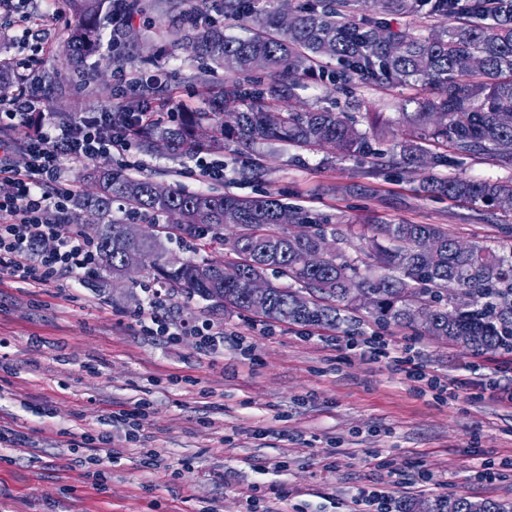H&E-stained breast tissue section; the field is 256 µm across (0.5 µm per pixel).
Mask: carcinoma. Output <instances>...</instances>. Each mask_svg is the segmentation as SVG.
Instances as JSON below:
<instances>
[{
	"mask_svg": "<svg viewBox=\"0 0 512 512\" xmlns=\"http://www.w3.org/2000/svg\"><path fill=\"white\" fill-rule=\"evenodd\" d=\"M76 16L64 48L71 69L97 66L99 30L106 0H66ZM224 20L237 22L245 37L226 33L220 24L193 27V35L175 33L174 42L192 40L194 58L206 74L215 64L232 74L224 82L223 101L206 112H191L176 126L141 123L129 105L112 111L123 119L133 140L149 152L164 141L182 153L219 149L228 139L243 145L274 142L283 148H311L331 143L340 155L371 153L370 139L390 128L399 136L396 151L384 166L415 171L464 159L486 158L512 170V0H305L290 9L283 23L280 0H222ZM419 17L430 22L428 33L392 29L384 15ZM262 69L288 78L270 97H293L306 80L329 77L334 90L346 93L361 86L421 88L429 95L402 101L395 120L365 113L368 128L345 110L320 107L280 112L262 92L244 83ZM336 69L327 71L330 62ZM234 112V124L219 119ZM98 191H80L73 218L96 219L92 242L101 286L120 273L126 250L144 252L154 279L173 293L209 302L212 310H249L247 281L270 272L283 284H270L266 317L289 324L336 328L347 322L341 312L357 309L355 288H370L378 303L366 311L375 323L464 340L475 352L512 350V250L475 241L462 248L438 224H374L372 263H361L340 247L321 267L305 265V254L320 238L337 241L331 218L282 202L270 191L242 197L230 192L190 193L150 177L99 166L86 175ZM424 188L473 205H498L512 199V181L488 182L466 177L429 179ZM125 206L122 215L112 204ZM302 227L291 234L280 223L282 212ZM168 234L187 236L214 251L224 247V225L235 224L239 248L228 260H188L180 267L161 263L163 244L155 233L160 218ZM149 224L138 242L125 236V225ZM440 243L431 261L421 240ZM430 512H512V504L473 501L466 496L422 499Z\"/></svg>",
	"mask_w": 512,
	"mask_h": 512,
	"instance_id": "carcinoma-1",
	"label": "carcinoma"
}]
</instances>
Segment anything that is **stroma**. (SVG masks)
Here are the masks:
<instances>
[{"label": "stroma", "instance_id": "stroma-1", "mask_svg": "<svg viewBox=\"0 0 512 512\" xmlns=\"http://www.w3.org/2000/svg\"><path fill=\"white\" fill-rule=\"evenodd\" d=\"M125 18L102 30L104 56L97 72L80 77L63 69V46L74 23L65 0H30L41 19L34 32L39 71L62 72L44 92L46 107L63 101L74 114L99 112L132 99L128 84L157 76L149 110L170 126L171 110L209 109L228 75L215 69L197 80L190 49L166 46L157 31L180 29L198 0H127ZM62 20H53V13ZM395 137L373 140V154L344 159L332 145L316 150L229 145L224 190L250 196L272 191L316 214L340 216L343 249L365 257L368 241L351 224H439L463 243L512 245V211L471 206L424 192L423 176L387 170L376 153L391 152ZM145 158V175L189 192L214 185L198 174L194 156L131 147L112 166ZM100 272L30 288L0 277V426L24 432V447L0 446V512H245L241 492L259 484L278 512H348L359 488L386 479L388 470L416 467L432 476L436 495L512 502V408L496 393L512 391V363L503 353L477 354L409 330L387 335L418 347L428 365L452 377L472 369L494 377L498 389L471 387L468 398L445 403L424 395L389 366L315 339L314 329L234 311H211L203 301L172 296L162 313L177 325L210 324L224 348L204 350L198 337L150 336L140 326L158 283L148 269L117 285L99 287ZM152 408L144 422L146 447L168 466L163 476L144 467L136 447L108 464L112 478L92 484L73 442L107 428L111 411L139 399ZM110 429V428H107ZM123 440L122 429H110ZM384 451V467L365 461ZM333 457L336 470L323 472ZM287 461L261 474L254 461ZM494 462L498 480L471 475Z\"/></svg>", "mask_w": 512, "mask_h": 512}]
</instances>
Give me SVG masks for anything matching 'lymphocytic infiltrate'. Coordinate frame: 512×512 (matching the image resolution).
Listing matches in <instances>:
<instances>
[{"mask_svg": "<svg viewBox=\"0 0 512 512\" xmlns=\"http://www.w3.org/2000/svg\"><path fill=\"white\" fill-rule=\"evenodd\" d=\"M6 66L18 75L22 88L9 102L0 101V132L28 126L35 117L50 131L20 140L0 139V274L40 288L62 275L90 272L97 266L92 241L69 228L76 186L66 178L64 163L108 160L125 154L131 143L126 127L114 123L109 109L74 122L56 121L40 95L39 73L23 59H8ZM16 151L24 154V167L11 162ZM327 342L393 367L419 390L433 391L440 399H458L466 387L465 381L430 370L414 347L387 336H331ZM81 446L87 451L86 462L94 467L95 483L107 481L109 474L101 464L121 459L122 449L116 448L108 432L96 430L83 433ZM430 482V475L423 471H391L388 480L354 496L352 512H393L392 488L422 493Z\"/></svg>", "mask_w": 512, "mask_h": 512, "instance_id": "f902f5d3", "label": "lymphocytic infiltrate"}]
</instances>
